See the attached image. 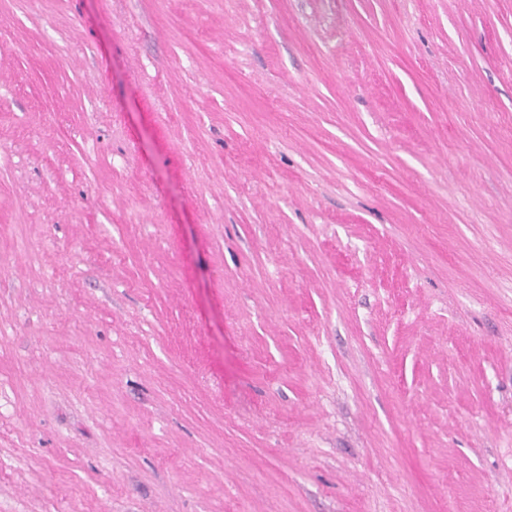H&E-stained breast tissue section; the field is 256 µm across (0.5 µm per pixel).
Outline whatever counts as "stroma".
Segmentation results:
<instances>
[{
    "instance_id": "obj_1",
    "label": "stroma",
    "mask_w": 512,
    "mask_h": 512,
    "mask_svg": "<svg viewBox=\"0 0 512 512\" xmlns=\"http://www.w3.org/2000/svg\"><path fill=\"white\" fill-rule=\"evenodd\" d=\"M0 512H512V0H0Z\"/></svg>"
}]
</instances>
